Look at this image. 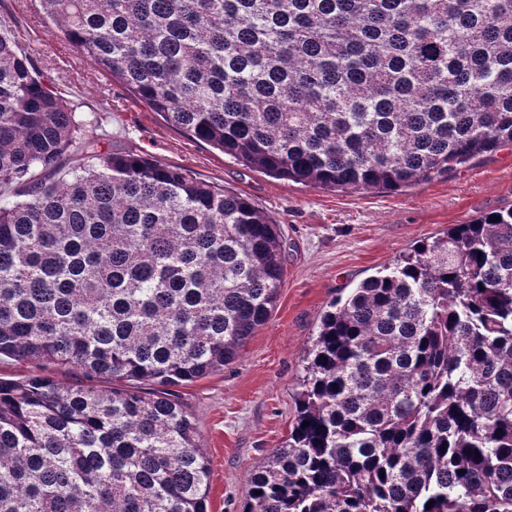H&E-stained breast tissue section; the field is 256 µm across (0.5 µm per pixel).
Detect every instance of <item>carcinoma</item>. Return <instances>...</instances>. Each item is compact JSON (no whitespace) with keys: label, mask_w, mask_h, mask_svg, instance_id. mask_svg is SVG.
<instances>
[{"label":"carcinoma","mask_w":512,"mask_h":512,"mask_svg":"<svg viewBox=\"0 0 512 512\" xmlns=\"http://www.w3.org/2000/svg\"><path fill=\"white\" fill-rule=\"evenodd\" d=\"M166 122L279 179L396 189L512 146V0H40ZM0 21V512H207L175 387L233 362L280 225L96 152ZM242 512H512V207L332 301ZM72 374V382L56 372ZM309 422L303 426V422Z\"/></svg>","instance_id":"1"}]
</instances>
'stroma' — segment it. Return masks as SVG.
Here are the masks:
<instances>
[{"label": "stroma", "instance_id": "35a3bbf8", "mask_svg": "<svg viewBox=\"0 0 512 512\" xmlns=\"http://www.w3.org/2000/svg\"><path fill=\"white\" fill-rule=\"evenodd\" d=\"M0 18L99 152L181 167L190 178L246 198L281 228L285 277L270 318L223 371L177 389L210 457L208 512H241L249 471L288 437L304 352L329 303L449 225L512 206V147L396 190L333 191L288 182L193 140L136 101L65 41L39 0H0Z\"/></svg>", "mask_w": 512, "mask_h": 512}]
</instances>
